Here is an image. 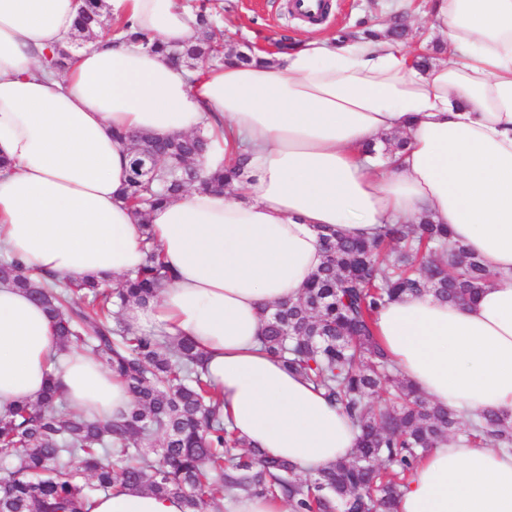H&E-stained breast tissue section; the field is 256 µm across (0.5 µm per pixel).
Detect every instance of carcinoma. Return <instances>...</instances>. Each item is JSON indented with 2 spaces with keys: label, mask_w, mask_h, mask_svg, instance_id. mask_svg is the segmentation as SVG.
<instances>
[{
  "label": "carcinoma",
  "mask_w": 512,
  "mask_h": 512,
  "mask_svg": "<svg viewBox=\"0 0 512 512\" xmlns=\"http://www.w3.org/2000/svg\"><path fill=\"white\" fill-rule=\"evenodd\" d=\"M191 7L201 35L168 56L190 67L224 63L211 34V0ZM105 25L112 23L102 0H83L74 39ZM70 60L64 49L45 57L53 71ZM133 138L126 199L140 218L146 254L135 274L114 288L87 280L62 287L12 256L0 259V281L45 307L59 351L100 360L126 383L132 407L120 422L103 421L73 410L50 384L37 402L1 415L0 462L7 469L0 475V512H87L91 499L114 487L177 496L186 512H219V497L255 496L280 499L289 512H397L418 459L448 438L512 451L511 419L486 414L466 421L429 402L375 338L374 316L394 297L432 293L465 303L489 281L476 257L450 243L447 226L429 221L385 224L371 239L321 236L323 266L265 325L264 350L322 389L359 429L352 456L301 479L294 464L245 444L224 422L223 395L204 378L192 342L133 333L121 311L154 299L171 280L149 232V210L189 187L224 191L244 173L247 156L209 173L199 164L210 149L201 133Z\"/></svg>",
  "instance_id": "obj_1"
}]
</instances>
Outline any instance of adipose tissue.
Returning <instances> with one entry per match:
<instances>
[{"label":"adipose tissue","mask_w":512,"mask_h":512,"mask_svg":"<svg viewBox=\"0 0 512 512\" xmlns=\"http://www.w3.org/2000/svg\"><path fill=\"white\" fill-rule=\"evenodd\" d=\"M170 47L196 34L185 0H105ZM77 0H0V251L62 279L117 284L145 262L124 198L122 132L210 137L205 168L247 154L232 195L189 189L154 207L151 233L173 274L156 300L123 312L135 333L186 336L224 394V421L266 455L312 471L349 457L350 420L261 348L263 310L295 298L324 260L319 235L373 237L421 217L447 225L493 279L467 305L403 295L375 316L390 360L434 404L512 416V0H433L447 60L387 39L253 47L189 70L102 35L73 51L64 77L44 51L67 45ZM403 149L368 153L384 135ZM44 309L0 283V413L48 380L100 419L132 397L103 364L53 362ZM88 512H184L180 498L118 490ZM397 512H512V453L451 439L407 480Z\"/></svg>","instance_id":"1"}]
</instances>
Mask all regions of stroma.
<instances>
[{"label": "stroma", "mask_w": 512, "mask_h": 512, "mask_svg": "<svg viewBox=\"0 0 512 512\" xmlns=\"http://www.w3.org/2000/svg\"><path fill=\"white\" fill-rule=\"evenodd\" d=\"M218 38L226 47L244 52L256 46L274 47L278 40L296 39L307 31L326 37L355 34L369 29L387 33L393 21H401L406 44L434 54L444 45V36L429 26L430 0H329L325 19L309 25L288 12V0H220Z\"/></svg>", "instance_id": "stroma-1"}]
</instances>
